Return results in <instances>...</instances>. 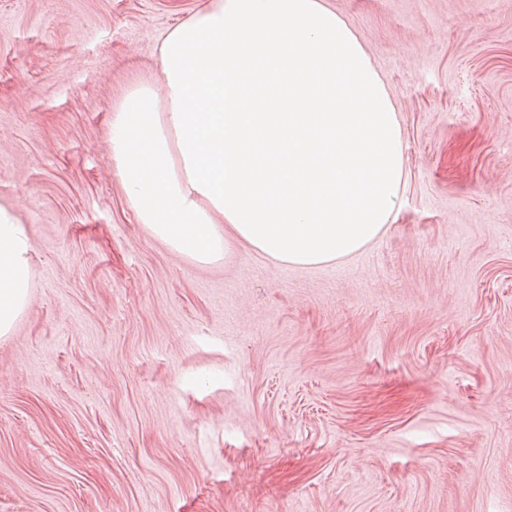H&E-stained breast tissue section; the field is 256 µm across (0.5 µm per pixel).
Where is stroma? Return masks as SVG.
I'll list each match as a JSON object with an SVG mask.
<instances>
[{"instance_id": "obj_1", "label": "stroma", "mask_w": 512, "mask_h": 512, "mask_svg": "<svg viewBox=\"0 0 512 512\" xmlns=\"http://www.w3.org/2000/svg\"><path fill=\"white\" fill-rule=\"evenodd\" d=\"M201 0H0V512H512V0H323L403 130L354 256L198 266L138 224L113 112ZM17 202L0 203V337L9 336L29 303L32 243Z\"/></svg>"}]
</instances>
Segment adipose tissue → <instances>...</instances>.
<instances>
[{"instance_id":"ef3b65f1","label":"adipose tissue","mask_w":512,"mask_h":512,"mask_svg":"<svg viewBox=\"0 0 512 512\" xmlns=\"http://www.w3.org/2000/svg\"><path fill=\"white\" fill-rule=\"evenodd\" d=\"M163 88L131 90L110 156L139 223L197 265L230 240L319 266L395 212L403 133L352 30L321 0H206L160 46ZM0 203V337L29 303L32 243Z\"/></svg>"}]
</instances>
